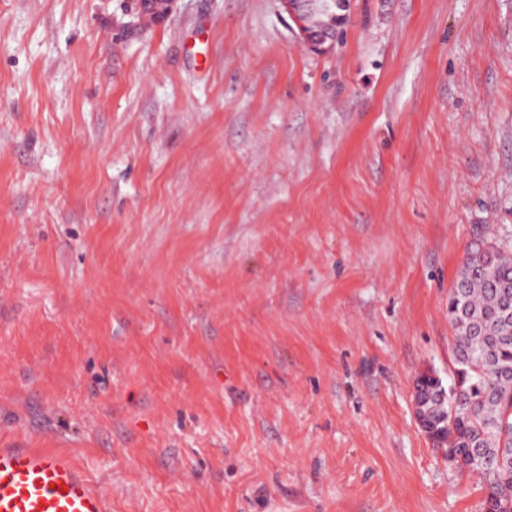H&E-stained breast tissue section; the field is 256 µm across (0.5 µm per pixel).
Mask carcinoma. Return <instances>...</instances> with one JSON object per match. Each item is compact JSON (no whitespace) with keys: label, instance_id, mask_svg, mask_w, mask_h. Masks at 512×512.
<instances>
[{"label":"carcinoma","instance_id":"obj_1","mask_svg":"<svg viewBox=\"0 0 512 512\" xmlns=\"http://www.w3.org/2000/svg\"><path fill=\"white\" fill-rule=\"evenodd\" d=\"M506 289L512 291V251L495 245L482 253L471 243L448 299L459 373L448 387L437 385L426 405L436 421L456 413L448 420V443L466 466L480 471L474 452L500 463L482 475L490 512H508L503 497L512 492V319L501 318Z\"/></svg>","mask_w":512,"mask_h":512}]
</instances>
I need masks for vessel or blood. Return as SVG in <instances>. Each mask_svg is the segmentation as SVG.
<instances>
[{
	"label": "vessel or blood",
	"mask_w": 512,
	"mask_h": 512,
	"mask_svg": "<svg viewBox=\"0 0 512 512\" xmlns=\"http://www.w3.org/2000/svg\"><path fill=\"white\" fill-rule=\"evenodd\" d=\"M0 512H107L67 452L43 448H0Z\"/></svg>",
	"instance_id": "vessel-or-blood-1"
}]
</instances>
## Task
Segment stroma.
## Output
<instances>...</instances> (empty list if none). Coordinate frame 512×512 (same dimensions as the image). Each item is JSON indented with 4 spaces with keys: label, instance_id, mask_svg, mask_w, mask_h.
Segmentation results:
<instances>
[{
    "label": "stroma",
    "instance_id": "stroma-1",
    "mask_svg": "<svg viewBox=\"0 0 512 512\" xmlns=\"http://www.w3.org/2000/svg\"><path fill=\"white\" fill-rule=\"evenodd\" d=\"M0 0V446L108 512H483L413 419L512 245V0ZM178 0H126V11L137 21L122 26L121 36L129 34L146 23H159L173 10ZM299 30L301 44L314 51L327 52L336 44V31L329 28L314 30L309 25L312 15L329 14L333 5L327 0H280Z\"/></svg>",
    "mask_w": 512,
    "mask_h": 512
}]
</instances>
